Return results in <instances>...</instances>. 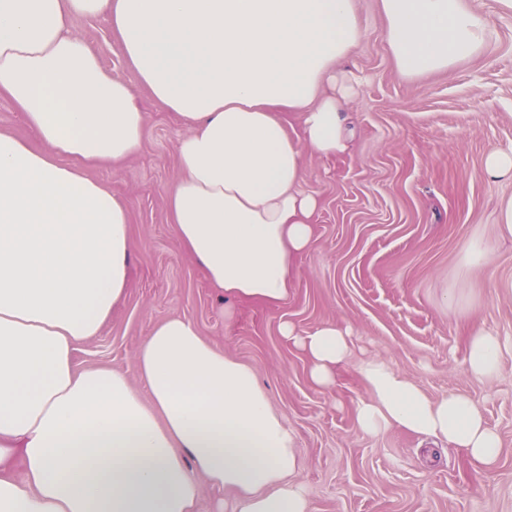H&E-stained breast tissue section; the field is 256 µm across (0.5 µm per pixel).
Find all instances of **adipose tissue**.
Masks as SVG:
<instances>
[{
    "label": "adipose tissue",
    "mask_w": 512,
    "mask_h": 512,
    "mask_svg": "<svg viewBox=\"0 0 512 512\" xmlns=\"http://www.w3.org/2000/svg\"><path fill=\"white\" fill-rule=\"evenodd\" d=\"M404 76L479 55L486 17L470 0H378ZM105 18L128 75L112 77L72 29ZM363 39L356 0H0V99L31 139L0 130V512H310L295 435L255 370L181 316L157 322L133 374L78 368L131 283L125 199L89 176L142 143L146 89L185 133L166 206L180 248L211 288L278 307L313 242L305 157L351 139L348 69ZM308 377L330 385L353 348L328 322L300 335ZM505 344L474 325L468 372L489 379ZM358 374L357 431L398 430L495 466L499 434L470 397H429L387 360Z\"/></svg>",
    "instance_id": "adipose-tissue-1"
}]
</instances>
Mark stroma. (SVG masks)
<instances>
[{
    "mask_svg": "<svg viewBox=\"0 0 512 512\" xmlns=\"http://www.w3.org/2000/svg\"><path fill=\"white\" fill-rule=\"evenodd\" d=\"M356 2L364 38L350 62L363 79L349 107L354 138L341 156L306 159L303 187L322 204L287 301L225 300L179 249L165 199L179 177L184 130L143 90L139 152L118 169L90 172L128 205L132 283L77 363L133 374L152 327L185 317L256 371L295 432L312 512H512V239L495 230L512 183L483 175L491 149L512 147V14L475 0L489 20L483 52L452 73L411 80L387 52L378 0ZM73 29L107 71L126 75L105 19L79 18ZM476 238L495 255L478 272L465 262ZM475 312L507 345L488 382L464 363ZM326 322L350 327L356 351L384 357L432 397H471L501 438L496 466L475 470L458 449L422 436L356 431L352 413L366 390L355 368L334 387L315 386L305 356L281 332L286 323L308 333Z\"/></svg>",
    "mask_w": 512,
    "mask_h": 512,
    "instance_id": "35a3bbf8",
    "label": "stroma"
}]
</instances>
